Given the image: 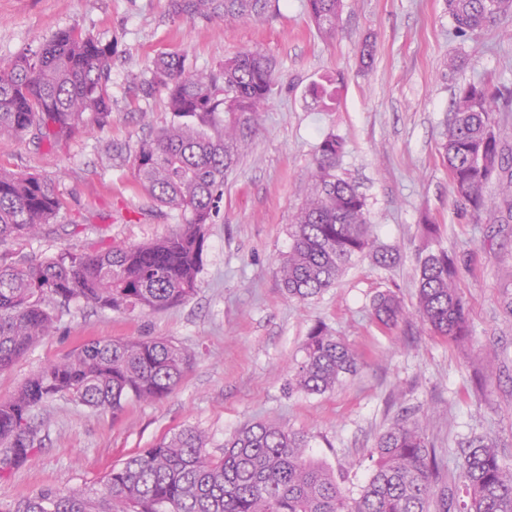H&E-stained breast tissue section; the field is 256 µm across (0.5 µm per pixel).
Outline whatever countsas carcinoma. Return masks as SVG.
Instances as JSON below:
<instances>
[{
	"label": "carcinoma",
	"mask_w": 512,
	"mask_h": 512,
	"mask_svg": "<svg viewBox=\"0 0 512 512\" xmlns=\"http://www.w3.org/2000/svg\"><path fill=\"white\" fill-rule=\"evenodd\" d=\"M174 13L226 21L261 20L269 0H170ZM317 29L336 30L342 0H306ZM460 37L512 23V0H445ZM112 46L74 29L57 32L37 50L0 65V138L34 133L55 144L100 126L112 113L108 85ZM275 83L272 62L258 50L224 61L209 75L186 68L178 53L159 55L150 85L168 92L176 121L141 142L136 176L147 195L181 211L176 233L154 242L72 253L36 263L0 260V371L55 330L52 306L75 299L113 312L177 306L199 287L205 226L212 223L224 180L255 135L258 115ZM493 75L459 87L441 145L455 196L475 209L492 181L512 207V173L494 118ZM346 152L330 134L317 147L311 192L291 225V244L279 264L288 297L305 301L332 286L370 244L366 199L337 174ZM63 200L48 180L0 172V243L31 237L54 221ZM461 268L443 250L419 259L415 314L451 342L472 335L465 300L455 282ZM405 307L380 292L372 315L394 327ZM295 386L308 394L336 387L358 371L355 352L321 324L303 344ZM191 356L164 339L96 341L46 365L17 394L0 401V478L32 461L41 444L34 413L57 396L77 407L117 414L129 401L166 397ZM202 432L187 427L115 466L104 480V510L79 492L47 487L0 512H512V468L496 442L479 439L465 451L463 499L443 484L438 459L419 422H396L370 452L371 473L358 497L342 494L336 479L304 452L303 436L288 427L255 422L237 431L216 457Z\"/></svg>",
	"instance_id": "carcinoma-1"
}]
</instances>
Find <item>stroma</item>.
Wrapping results in <instances>:
<instances>
[{"label":"stroma","instance_id":"stroma-1","mask_svg":"<svg viewBox=\"0 0 512 512\" xmlns=\"http://www.w3.org/2000/svg\"><path fill=\"white\" fill-rule=\"evenodd\" d=\"M71 28L112 46V116L51 148L29 134L0 139V171L50 180L64 202L39 235L0 244V257L11 261L143 244L178 230L179 211L150 199L135 174L140 140L173 120L166 91L146 85L154 57L182 54L206 75L228 56L258 50L273 61L276 85L206 229L197 293L152 313L70 302L57 312L55 333L0 372V401L47 363L98 340H170L192 355L183 378L165 398L129 402L117 416L54 398L35 413L41 444L32 462L0 478V504L46 487L100 500L112 467L188 426L218 455L246 425L283 423L305 435L308 455L349 497L368 479L380 435L402 418L423 422L449 480L479 437L493 439L512 465V278L503 274L512 266V220L497 185L486 187L483 209L457 201L440 155L458 87L488 72L501 89L500 135L512 145V38L503 29L456 38L444 0H343L330 37L318 32L304 0H272L259 23L178 16L170 0H0V65ZM366 42L375 50L369 68L360 60ZM453 57L461 65L451 72ZM339 74L336 104L311 97L313 83ZM329 134L346 141L337 172L366 197L370 247L335 285L298 301L283 293L276 271L316 148ZM427 222L437 227L430 241ZM428 245L464 265L457 290L473 329L465 342L444 341L413 316L387 332L371 319L372 300L386 289L412 307ZM382 253L393 263L379 265ZM318 323L361 361L333 390L308 394L291 381Z\"/></svg>","mask_w":512,"mask_h":512}]
</instances>
